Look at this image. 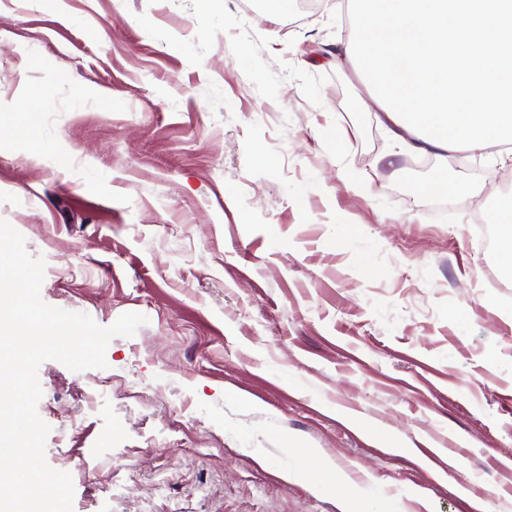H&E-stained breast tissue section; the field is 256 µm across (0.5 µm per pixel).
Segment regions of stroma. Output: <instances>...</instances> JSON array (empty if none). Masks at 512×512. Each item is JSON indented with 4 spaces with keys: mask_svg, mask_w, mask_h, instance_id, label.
Listing matches in <instances>:
<instances>
[{
    "mask_svg": "<svg viewBox=\"0 0 512 512\" xmlns=\"http://www.w3.org/2000/svg\"><path fill=\"white\" fill-rule=\"evenodd\" d=\"M297 4L0 0V219L45 303L148 319L105 367L39 368L73 512H366L290 476L305 448L396 512H512V154L450 156L428 195L434 159L389 162L326 62L346 12ZM495 224L499 227V251L505 268L512 272V198L501 200L495 209Z\"/></svg>",
    "mask_w": 512,
    "mask_h": 512,
    "instance_id": "1",
    "label": "stroma"
}]
</instances>
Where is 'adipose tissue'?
<instances>
[{
  "instance_id": "1",
  "label": "adipose tissue",
  "mask_w": 512,
  "mask_h": 512,
  "mask_svg": "<svg viewBox=\"0 0 512 512\" xmlns=\"http://www.w3.org/2000/svg\"><path fill=\"white\" fill-rule=\"evenodd\" d=\"M351 36L337 64H358L367 105L398 153L481 155L512 144V0H347ZM301 473L318 491L346 480L313 448Z\"/></svg>"
}]
</instances>
